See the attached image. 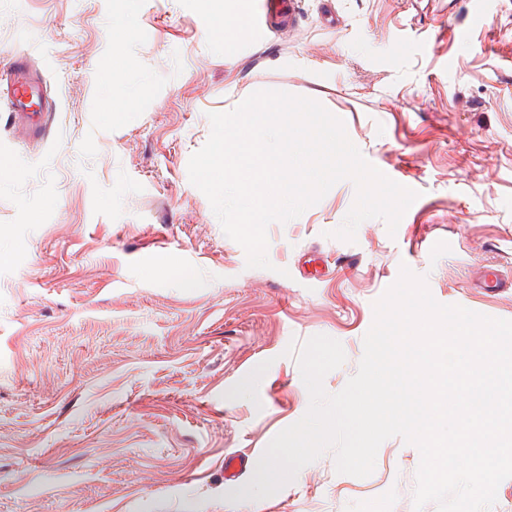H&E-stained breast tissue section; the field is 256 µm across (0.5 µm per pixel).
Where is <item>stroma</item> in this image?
Returning <instances> with one entry per match:
<instances>
[{
	"instance_id": "obj_1",
	"label": "stroma",
	"mask_w": 512,
	"mask_h": 512,
	"mask_svg": "<svg viewBox=\"0 0 512 512\" xmlns=\"http://www.w3.org/2000/svg\"><path fill=\"white\" fill-rule=\"evenodd\" d=\"M118 25L114 0H0V59L30 55L57 105L27 138L0 94V512H415L420 453L398 437L369 476L329 450L273 496L241 492L309 407L288 346L338 340L340 392L401 267L512 321V285L484 286L512 282V0H293L229 51L205 0H138L120 45ZM258 90L318 101L417 191L396 233L332 238L345 179L269 224L271 266L247 268L188 164L209 113Z\"/></svg>"
}]
</instances>
